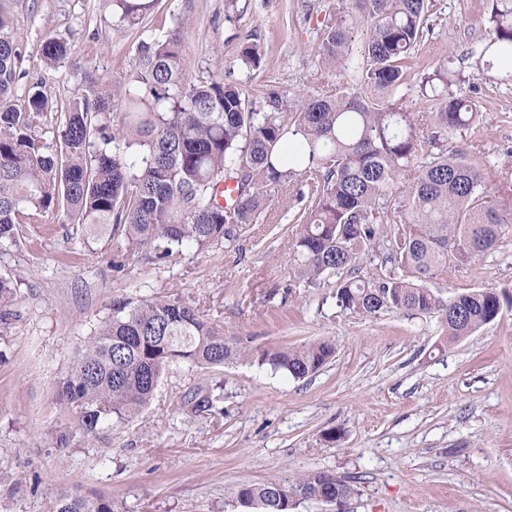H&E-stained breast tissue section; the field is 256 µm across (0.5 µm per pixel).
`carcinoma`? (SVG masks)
<instances>
[{"instance_id":"obj_1","label":"carcinoma","mask_w":512,"mask_h":512,"mask_svg":"<svg viewBox=\"0 0 512 512\" xmlns=\"http://www.w3.org/2000/svg\"><path fill=\"white\" fill-rule=\"evenodd\" d=\"M159 0H110L112 13L130 28L146 26ZM336 0L328 8L318 65L352 73L355 87L308 97L288 111V97L264 94L267 110L228 78L189 79L184 22L150 34L137 45L138 65L112 83L90 79L91 96L72 101L60 125L59 147L45 138L52 104L41 81L29 84L23 107L13 88L27 72L9 26L0 18V249L17 243L19 227L46 213L82 227L85 240L123 226L125 257L152 250L230 246L252 224L276 223L271 198L296 183L307 190L295 243L299 281L323 288L337 277L338 306L365 317L402 311L438 317L443 343H456L493 322L512 297L469 290L446 298L427 282L497 250L512 233L506 189H491L487 174L425 125L469 130L480 119L476 103L454 93L461 80L451 65L416 73L413 58L425 35L427 0ZM368 26L363 52L352 53L351 29ZM484 34L473 54L477 66L512 85V0H488ZM68 45L47 40L41 60L56 66ZM257 69L262 48L247 39L239 55ZM418 89L436 111L420 120L400 107L402 88ZM295 143L281 153L282 141ZM436 146L422 157L423 144ZM414 169L412 183L400 177ZM235 184L225 205L221 184ZM382 256L387 273L364 274L362 258ZM15 289L0 278V322L7 323ZM335 354L319 340L267 351L258 358L294 379L318 372ZM248 356L237 337L209 322L181 297L116 299L91 336L77 347L56 383V399L69 421L50 430L55 448L86 443L134 416L153 398L167 366H222ZM199 412L213 407L209 393L185 395ZM329 490L349 499L356 481L327 471L306 473L285 485L277 479L245 483L236 500L255 512H292L297 493ZM49 512H115L112 499L60 493Z\"/></svg>"}]
</instances>
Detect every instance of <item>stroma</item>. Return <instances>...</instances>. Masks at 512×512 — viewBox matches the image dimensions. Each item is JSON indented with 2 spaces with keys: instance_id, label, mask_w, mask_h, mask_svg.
Wrapping results in <instances>:
<instances>
[{
  "instance_id": "obj_1",
  "label": "stroma",
  "mask_w": 512,
  "mask_h": 512,
  "mask_svg": "<svg viewBox=\"0 0 512 512\" xmlns=\"http://www.w3.org/2000/svg\"><path fill=\"white\" fill-rule=\"evenodd\" d=\"M333 0H162L149 27L182 18L189 75L231 74L248 89L304 99L351 86L344 70L318 66L322 21ZM487 0H429L420 70L455 57L466 76L457 93L474 100L482 123L449 131L448 146L512 179V89L478 73L472 54ZM28 73L15 86L22 105L39 80L55 108L88 93V74L126 77L141 31L119 25L106 0H0ZM265 48L259 69L238 59L241 43ZM72 57L44 66L47 39ZM279 228L251 226L231 247H185L164 259L141 253L115 267L117 230L94 242L79 225L46 214L21 225L17 246L0 252V277L16 288L0 327V512H48L62 491L111 496L117 512H242L244 483L329 471L359 477L344 509L314 500L294 512H512V306L456 344L438 349L437 317L399 311L363 317L341 310L332 287L297 279L290 241L296 194L275 196ZM433 289L512 294V238L465 265L449 264ZM177 295L205 319L223 322L250 356L215 368L171 365L151 402L91 443L52 447L48 430L65 415L55 395L77 346L113 300ZM336 344L316 374L294 379L259 364L264 351L318 340ZM197 387L212 410L183 397ZM336 440H328V431Z\"/></svg>"
}]
</instances>
